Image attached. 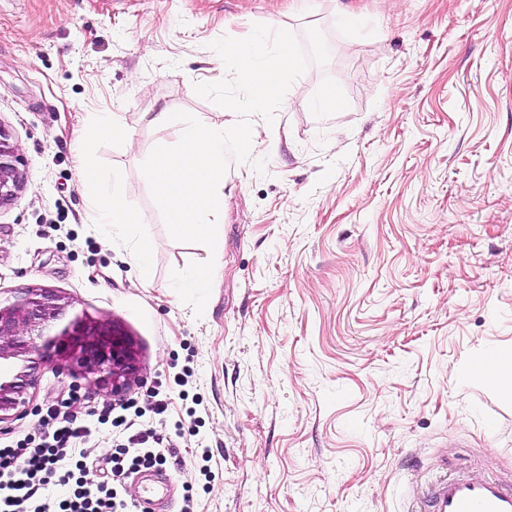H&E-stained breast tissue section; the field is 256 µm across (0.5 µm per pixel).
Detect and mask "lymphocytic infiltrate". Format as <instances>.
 <instances>
[{"mask_svg": "<svg viewBox=\"0 0 512 512\" xmlns=\"http://www.w3.org/2000/svg\"><path fill=\"white\" fill-rule=\"evenodd\" d=\"M40 425L50 430V440L0 448V512H49L54 505L59 512H120L123 503L112 485L104 482L90 489L78 478L87 460L78 444L89 427L53 406L42 414ZM149 439L148 431H139L129 436L128 448L109 456L113 476L165 463L163 454L148 448Z\"/></svg>", "mask_w": 512, "mask_h": 512, "instance_id": "obj_1", "label": "lymphocytic infiltrate"}]
</instances>
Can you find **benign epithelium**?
I'll return each mask as SVG.
<instances>
[{
    "instance_id": "benign-epithelium-1",
    "label": "benign epithelium",
    "mask_w": 512,
    "mask_h": 512,
    "mask_svg": "<svg viewBox=\"0 0 512 512\" xmlns=\"http://www.w3.org/2000/svg\"><path fill=\"white\" fill-rule=\"evenodd\" d=\"M0 127V208L12 204L26 176ZM71 303L49 288L0 297V424L29 407L42 368L53 366L114 394L138 382L132 342L107 322L70 314Z\"/></svg>"
}]
</instances>
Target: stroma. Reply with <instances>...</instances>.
<instances>
[{"instance_id":"obj_1","label":"stroma","mask_w":512,"mask_h":512,"mask_svg":"<svg viewBox=\"0 0 512 512\" xmlns=\"http://www.w3.org/2000/svg\"><path fill=\"white\" fill-rule=\"evenodd\" d=\"M272 21L302 43L318 28L329 59L274 123L252 116L266 172L246 161L224 176V252L198 318L170 274L208 253L174 241L151 196L140 166L177 137L148 117L232 126L193 86L229 76L213 41ZM326 85L340 106L311 109ZM97 112L132 145L83 144ZM0 126L27 173L0 209V293L55 290L119 327L140 368L123 398L70 395V377L43 370L0 447L39 438L49 405L85 419L155 395L166 415L141 422L167 450V491L149 506L141 472L120 476L127 512H408L460 465L512 480V380L460 378L512 359V0H0ZM81 149L142 215L150 282L134 236L109 243L94 224ZM179 421L192 433L177 436ZM123 441L92 430L84 482L110 475Z\"/></svg>"}]
</instances>
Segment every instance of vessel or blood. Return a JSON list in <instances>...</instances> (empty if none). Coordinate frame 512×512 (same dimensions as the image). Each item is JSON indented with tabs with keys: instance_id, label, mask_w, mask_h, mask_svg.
Here are the masks:
<instances>
[{
	"instance_id": "b4317fda",
	"label": "vessel or blood",
	"mask_w": 512,
	"mask_h": 512,
	"mask_svg": "<svg viewBox=\"0 0 512 512\" xmlns=\"http://www.w3.org/2000/svg\"><path fill=\"white\" fill-rule=\"evenodd\" d=\"M412 512H512V482L460 473L437 481Z\"/></svg>"
}]
</instances>
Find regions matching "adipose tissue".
Returning a JSON list of instances; mask_svg holds the SVG:
<instances>
[{
	"mask_svg": "<svg viewBox=\"0 0 512 512\" xmlns=\"http://www.w3.org/2000/svg\"><path fill=\"white\" fill-rule=\"evenodd\" d=\"M82 173L89 190V204L94 212V222L104 239L125 235L133 227L142 224V217L121 199L106 171L86 166Z\"/></svg>",
	"mask_w": 512,
	"mask_h": 512,
	"instance_id": "ef3b65f1",
	"label": "adipose tissue"
}]
</instances>
